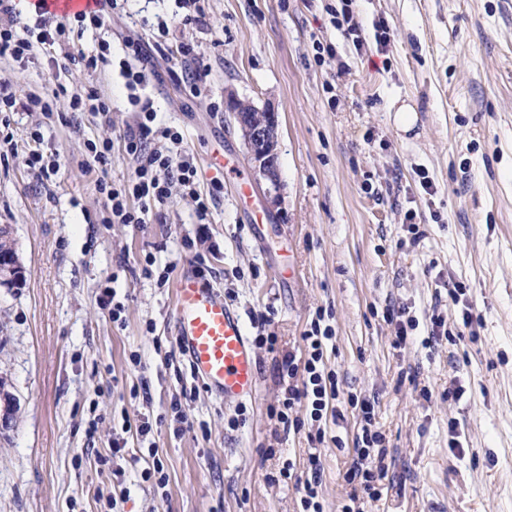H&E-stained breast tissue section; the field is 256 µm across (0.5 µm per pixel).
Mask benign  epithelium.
<instances>
[{
  "instance_id": "7a95c632",
  "label": "benign epithelium",
  "mask_w": 512,
  "mask_h": 512,
  "mask_svg": "<svg viewBox=\"0 0 512 512\" xmlns=\"http://www.w3.org/2000/svg\"><path fill=\"white\" fill-rule=\"evenodd\" d=\"M239 127L248 159L257 183L265 184V201L273 206L281 202L279 174V119L272 108L257 107L253 103L230 95L226 101ZM23 274L18 257H0V286L9 287Z\"/></svg>"
}]
</instances>
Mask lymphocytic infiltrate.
I'll return each instance as SVG.
<instances>
[{
  "label": "lymphocytic infiltrate",
  "instance_id": "lymphocytic-infiltrate-1",
  "mask_svg": "<svg viewBox=\"0 0 512 512\" xmlns=\"http://www.w3.org/2000/svg\"><path fill=\"white\" fill-rule=\"evenodd\" d=\"M34 27L36 40L20 36L17 27L19 18L13 0H0V56H10L21 61L32 55L35 45L70 42L74 36L83 35L87 29L103 28L104 4L95 9L73 14L68 22L55 21L54 16L43 5H35ZM121 74L132 93L129 102L137 107L139 121L134 131L126 135L125 150L136 158L138 167L135 177L129 183L117 186L102 179L98 190L104 195L109 206V221L120 224H147L160 219L161 208L172 195L173 186H180L184 196L196 205L199 217H206L210 207L208 198L196 188L197 170L171 152L152 149L155 139L163 138L171 143H182L181 133L173 127L156 126V112L151 104L142 102L133 90L140 86L145 74L141 68L122 65ZM332 339V331L322 328L319 320H312L305 331L303 359L285 355L278 367L281 377L288 384L279 396L276 405L269 412L276 417L284 432H306L309 443V478L301 490V512H323L319 487L321 485V450L326 443L325 425L332 400L338 397V381L335 371L328 368L326 349ZM351 406L357 407L361 416L360 432L355 440L356 457L344 473V481L352 485L354 492H361L369 498L380 494L378 485L386 474L385 459L387 447L385 437L375 425L374 405L369 400L350 398Z\"/></svg>",
  "mask_w": 512,
  "mask_h": 512
}]
</instances>
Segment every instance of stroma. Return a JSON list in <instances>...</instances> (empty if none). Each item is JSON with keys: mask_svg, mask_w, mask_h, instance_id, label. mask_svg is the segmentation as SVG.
<instances>
[{"mask_svg": "<svg viewBox=\"0 0 512 512\" xmlns=\"http://www.w3.org/2000/svg\"><path fill=\"white\" fill-rule=\"evenodd\" d=\"M345 6L363 49L333 23ZM178 11L176 0H118L107 25L80 40L29 63L0 57V85L18 101L0 112V138L14 142L0 152V227L24 268L23 281L0 288V378L14 398L0 433V512H299L297 487L271 477L287 450L307 478L306 436L283 432L269 408L283 388L279 361L303 351L320 308L335 330L327 359L339 388L321 457L324 512H340L351 493L343 475L361 426L352 395L373 402L389 451L380 499H361L357 512H512V0H205L207 28L171 29L154 54L158 20ZM130 40L151 57L135 92L182 134L211 198L206 219L176 192L163 223L106 221L98 178L122 185L138 166L124 150L135 122L120 70ZM103 42L109 65L75 63ZM183 43L208 67L198 96L181 77ZM321 45L335 55L317 61ZM57 83L96 90L109 114L71 111L64 97L51 114L25 110ZM230 94L279 114L282 198L260 237L237 203L239 181L253 176ZM402 105L416 114L406 132L394 122ZM104 139L103 173L86 143ZM218 147L234 167H208ZM35 149L58 156L50 180L29 165ZM198 253L248 337L261 330L255 317L271 316L263 330L278 345L256 351L255 398L223 402L180 348L175 288ZM288 255L294 281L275 274ZM456 283L466 292L454 302ZM390 306L416 323L399 347ZM435 315L445 335L433 336ZM455 386L462 397L447 400ZM144 417L148 435L124 431L125 419ZM155 467L166 483L148 477ZM121 488L128 497L110 505Z\"/></svg>", "mask_w": 512, "mask_h": 512, "instance_id": "1", "label": "stroma"}]
</instances>
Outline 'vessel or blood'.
<instances>
[{
    "label": "vessel or blood",
    "mask_w": 512,
    "mask_h": 512,
    "mask_svg": "<svg viewBox=\"0 0 512 512\" xmlns=\"http://www.w3.org/2000/svg\"><path fill=\"white\" fill-rule=\"evenodd\" d=\"M181 349L195 377L225 402L254 397L258 364L238 313L207 280L189 272L175 290Z\"/></svg>",
    "instance_id": "1"
}]
</instances>
